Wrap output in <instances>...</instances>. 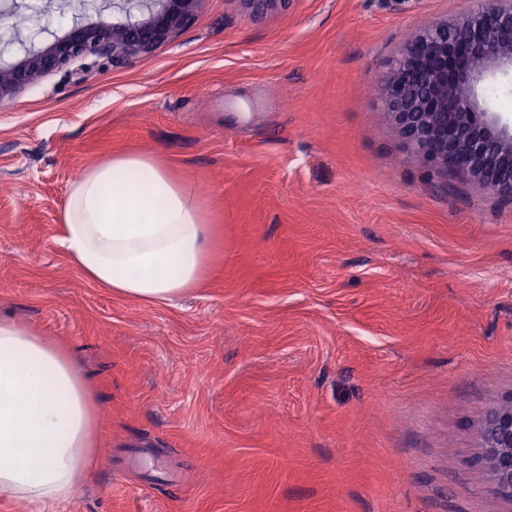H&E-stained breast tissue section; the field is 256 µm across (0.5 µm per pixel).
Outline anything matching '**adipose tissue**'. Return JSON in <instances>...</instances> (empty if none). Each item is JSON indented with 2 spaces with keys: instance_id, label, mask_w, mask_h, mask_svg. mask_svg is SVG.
<instances>
[{
  "instance_id": "obj_1",
  "label": "adipose tissue",
  "mask_w": 512,
  "mask_h": 512,
  "mask_svg": "<svg viewBox=\"0 0 512 512\" xmlns=\"http://www.w3.org/2000/svg\"><path fill=\"white\" fill-rule=\"evenodd\" d=\"M91 283L166 305L195 288L209 226L187 187L151 157L87 169L71 186L57 239ZM98 408L89 381L49 337L0 316V497L50 512L95 463Z\"/></svg>"
}]
</instances>
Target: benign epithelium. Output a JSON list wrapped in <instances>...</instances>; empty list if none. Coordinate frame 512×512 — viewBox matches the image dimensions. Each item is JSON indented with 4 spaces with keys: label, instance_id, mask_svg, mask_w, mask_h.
<instances>
[{
    "label": "benign epithelium",
    "instance_id": "7a95c632",
    "mask_svg": "<svg viewBox=\"0 0 512 512\" xmlns=\"http://www.w3.org/2000/svg\"><path fill=\"white\" fill-rule=\"evenodd\" d=\"M201 0H97L50 43L36 44L17 28L13 9H0V29L21 58L0 61V103L83 55L120 64L151 55L189 27ZM254 15L286 0H242ZM512 86V0H475L466 15L417 32L393 61L382 99L399 135L436 171H452L512 197V115L497 111L490 87ZM482 461L493 491L512 498V400L488 412L480 426Z\"/></svg>",
    "mask_w": 512,
    "mask_h": 512
}]
</instances>
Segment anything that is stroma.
<instances>
[{
    "instance_id": "stroma-1",
    "label": "stroma",
    "mask_w": 512,
    "mask_h": 512,
    "mask_svg": "<svg viewBox=\"0 0 512 512\" xmlns=\"http://www.w3.org/2000/svg\"><path fill=\"white\" fill-rule=\"evenodd\" d=\"M32 38L64 33L57 0ZM472 0H202L121 65L86 55L0 107V313L56 338L99 409L60 512H512L478 428L512 398V199L430 169L381 89ZM154 158L211 261L169 305L111 294L56 242L70 185Z\"/></svg>"
}]
</instances>
